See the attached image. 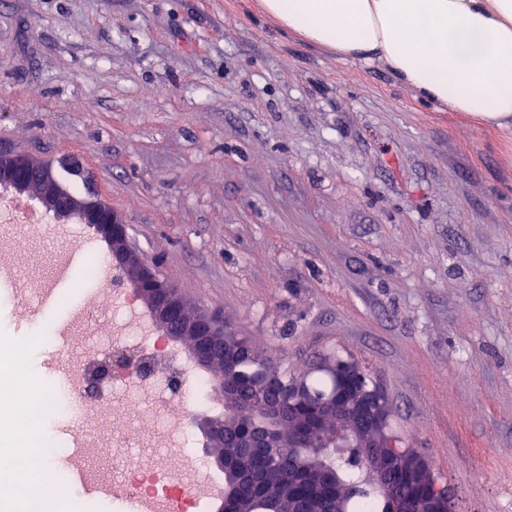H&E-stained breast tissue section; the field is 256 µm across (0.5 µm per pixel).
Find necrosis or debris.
<instances>
[{"mask_svg":"<svg viewBox=\"0 0 512 512\" xmlns=\"http://www.w3.org/2000/svg\"><path fill=\"white\" fill-rule=\"evenodd\" d=\"M82 273L95 288L110 292L113 303L122 310L108 338L113 352H133L163 366L159 372L125 375L126 385L157 402L191 399L192 410L170 419L167 435L147 440L150 454L126 450L128 418L111 416L107 405L89 397L95 373L88 364L67 359L57 365L58 374L67 379L66 386L48 385L30 401L18 439L30 441L46 418L66 420L83 445L81 453L66 456V467L80 470L91 482L111 484L113 502L120 504L132 496L139 500L141 512H200L219 485L218 475L203 463L195 448L193 430L194 412L214 408L211 377L198 369L184 350L166 341L134 291L122 287L120 271L97 247L87 251ZM104 434L111 438L110 447H88L89 438ZM45 462L42 455L0 452V473L23 477L14 488L23 512H47L49 497L43 486L25 479L31 471L42 469Z\"/></svg>","mask_w":512,"mask_h":512,"instance_id":"4bbe7bcc","label":"necrosis or debris"}]
</instances>
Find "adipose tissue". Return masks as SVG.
Segmentation results:
<instances>
[{
	"label": "adipose tissue",
	"instance_id": "adipose-tissue-1",
	"mask_svg": "<svg viewBox=\"0 0 512 512\" xmlns=\"http://www.w3.org/2000/svg\"><path fill=\"white\" fill-rule=\"evenodd\" d=\"M339 58L377 62L423 101L512 129V0H259Z\"/></svg>",
	"mask_w": 512,
	"mask_h": 512
}]
</instances>
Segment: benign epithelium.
Instances as JSON below:
<instances>
[{"instance_id":"benign-epithelium-1","label":"benign epithelium","mask_w":512,"mask_h":512,"mask_svg":"<svg viewBox=\"0 0 512 512\" xmlns=\"http://www.w3.org/2000/svg\"><path fill=\"white\" fill-rule=\"evenodd\" d=\"M39 176L38 194L43 206L62 217L75 216L83 224H91L110 242L112 256L117 259L123 270L125 281L132 284L139 298L153 314L155 321L167 340L178 344L190 337L194 340L189 354L194 364L202 370L213 368L221 363L224 374L219 382L224 389L225 399L231 402L238 412V424L234 429V447L236 448H279L281 436L278 429L258 431L250 424L251 405L240 396L232 377V368L236 358L234 354L224 352V319L219 315L199 313L193 318L184 316V301L168 280L162 278L155 268L139 257L133 250L127 224L122 214L108 203L91 197H82L70 193L53 176L51 167L42 160L13 152L0 150V186L24 193L31 188L28 176ZM341 373L344 386L350 394V406L343 407L336 402L332 394L319 403L317 426L310 429L298 420L293 410L285 402L264 403L266 413L274 415L280 425H289L292 437L299 444L317 447L327 442L338 448L344 447V431H352L357 438V447L367 449L369 456L378 462L379 477H384L390 458L383 451L391 446L387 433L389 409L387 401L376 390L358 389L353 384L354 370L351 362L342 361L336 367ZM209 445L224 442V422L210 420L204 424ZM216 466L224 469V474L233 475L241 483L247 478V469L241 455L222 456L212 451ZM396 465L418 485H429L428 461L418 454L408 451L399 452ZM274 467L280 474L294 483L299 478L311 485L318 494L323 493L327 482L326 472L310 473L297 471L292 459L284 454L274 458ZM397 512H450V500L446 495L434 490L432 495H424L417 501L399 497L396 500Z\"/></svg>"}]
</instances>
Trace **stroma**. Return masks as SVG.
Listing matches in <instances>:
<instances>
[{
  "mask_svg": "<svg viewBox=\"0 0 512 512\" xmlns=\"http://www.w3.org/2000/svg\"><path fill=\"white\" fill-rule=\"evenodd\" d=\"M0 147L120 212L135 251L295 372L336 351L455 512H512V131L285 32L258 0H0ZM20 282L90 225L7 224ZM104 300L74 348L100 359ZM39 387L60 357L0 290ZM142 404L140 444L169 411Z\"/></svg>",
  "mask_w": 512,
  "mask_h": 512,
  "instance_id": "35a3bbf8",
  "label": "stroma"
}]
</instances>
